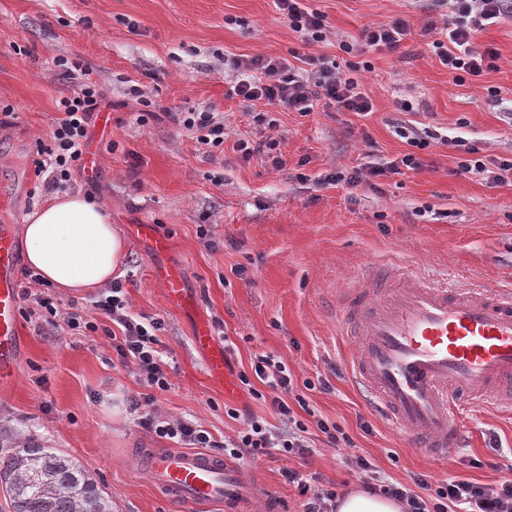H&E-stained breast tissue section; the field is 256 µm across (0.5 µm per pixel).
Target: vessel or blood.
<instances>
[{
	"mask_svg": "<svg viewBox=\"0 0 512 512\" xmlns=\"http://www.w3.org/2000/svg\"><path fill=\"white\" fill-rule=\"evenodd\" d=\"M171 303H180L175 270L156 269ZM375 293L351 284L340 308L344 335L356 346L350 376L373 398L389 426L437 456L458 449L459 403L512 408V292L451 288L409 274L380 275ZM16 227L0 224V380L14 375L21 335ZM196 345L212 350L210 374L224 372V350L208 326ZM152 487L203 512H242L265 489L223 456L152 449L142 456Z\"/></svg>",
	"mask_w": 512,
	"mask_h": 512,
	"instance_id": "vessel-or-blood-1",
	"label": "vessel or blood"
}]
</instances>
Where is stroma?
Listing matches in <instances>:
<instances>
[{"label":"stroma","mask_w":512,"mask_h":512,"mask_svg":"<svg viewBox=\"0 0 512 512\" xmlns=\"http://www.w3.org/2000/svg\"><path fill=\"white\" fill-rule=\"evenodd\" d=\"M310 5L334 32L311 46L274 0H0V108L12 110L0 125V197L17 198L19 227L57 192H86L107 206L127 243L115 278L133 311L165 322L171 387L157 395L163 413L201 426L218 442L242 427L225 416L228 405L277 424L267 403L239 387L226 392L209 375L193 329L199 320L219 322L235 345L229 377L256 353L274 355L294 378L313 382L306 394L311 409L340 426L353 453L381 476L496 483L512 475V409L460 405L454 455L439 459L414 448L351 386L353 341L340 335L336 321L344 290L371 269L407 268L419 278L512 290V186L457 172L469 146L484 156H512V15L475 37L497 48L496 69L461 84L428 49L426 28L447 14L446 0ZM398 15L409 20L410 36L395 50L365 56L370 68L362 77L373 103L367 116L286 111L268 130L250 118L261 102L228 95L237 77L225 57L296 51L341 63L340 41ZM62 58L88 67L110 103L111 124L106 131L95 122L88 127L95 169L75 167L68 183L53 190L36 176L34 160L39 144L50 141L59 99L74 89ZM144 97L160 105V115L149 116ZM403 99L413 111L398 110ZM191 109L223 113V149L203 153L170 121V113ZM401 124L465 143H432L421 170L356 190L319 184L331 169L365 170L406 153L395 132ZM268 136L279 140L285 167L244 161L233 150L239 138ZM137 224L154 225L166 251L145 250L132 234ZM158 264L181 270L187 305L168 301L153 275ZM19 308L23 346L12 382L0 389V448L32 438L63 449L103 485L112 512H191L161 498L145 473L128 469L146 449L170 442L135 426L126 400L141 388L131 373L113 370L104 331L84 336L51 325L32 314L25 298ZM288 468L317 473L340 492L360 486L341 451L324 444L304 459L245 464L279 512L302 510L282 475Z\"/></svg>","instance_id":"stroma-1"}]
</instances>
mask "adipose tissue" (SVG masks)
<instances>
[{"label": "adipose tissue", "mask_w": 512, "mask_h": 512, "mask_svg": "<svg viewBox=\"0 0 512 512\" xmlns=\"http://www.w3.org/2000/svg\"><path fill=\"white\" fill-rule=\"evenodd\" d=\"M23 235L29 265L67 293L109 282L126 251L106 207L78 192L55 196L35 208Z\"/></svg>", "instance_id": "1"}]
</instances>
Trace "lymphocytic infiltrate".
<instances>
[{
  "label": "lymphocytic infiltrate",
  "instance_id": "lymphocytic-infiltrate-1",
  "mask_svg": "<svg viewBox=\"0 0 512 512\" xmlns=\"http://www.w3.org/2000/svg\"><path fill=\"white\" fill-rule=\"evenodd\" d=\"M449 13L440 31L429 47L439 62L453 74L456 81L478 80L486 71L495 69L499 58L495 46H476L478 32L500 22L506 13L512 12V0H448ZM276 7L286 19L292 31L314 44L326 41L330 28L326 18L318 10L307 5L306 0H276ZM411 34L408 20L403 16L389 21L365 26L358 40L341 42L342 51L349 59L344 65H336L323 57L308 56L306 74H296L291 61L284 57L256 55L231 57L228 65L238 74L231 95L250 101H261L265 111L255 113L253 122L263 127H275L276 120L269 115V108H282L308 116L314 103L337 112L365 115L373 104L369 93L358 81L362 65L359 61L364 50H392ZM105 106L101 87L80 73L71 95L60 99L58 117L51 132V144L39 148L37 172L48 173L52 185L66 182L70 170L84 158L87 127L96 112ZM170 120L190 132L198 144L215 149L224 145V121L218 113L207 110L173 112ZM400 135L410 147L408 153L368 170L355 169L344 173L331 171L324 176L325 183H345L357 188L370 179L400 173L401 169L418 170L423 166L420 153L428 148V141L414 128H402ZM35 285L33 295L37 306L46 316L62 320L69 330L82 332L98 330L95 320L85 318L74 304H64L54 294L40 288L42 280L37 273H30ZM97 314L112 321L120 328L112 338L116 364L133 373L143 388L141 398L129 404L138 427L160 438L171 440L184 448H211L212 435L196 424L167 416L154 406L157 393L171 387L169 364L164 359L160 335L165 329L163 320L157 317L133 313L121 282L102 289L93 303ZM239 381L253 397L266 401L278 417L279 426L252 416H241L238 409L229 407L225 413L233 420H242L243 428L236 437L225 439V458L241 461L256 458L277 450L285 457L304 458L315 450L312 431H319L324 444L338 447L340 428L328 420L316 419L315 423L301 419L298 410L306 401L298 392L286 364L270 354L255 355L250 368L240 371ZM346 463L359 474V480L368 492L401 502L404 512H512V478L494 484H483L456 477L448 478L436 488H429L423 475L411 476L409 481H390L381 477L371 462L355 454ZM289 483L296 486L302 497L303 512H335L336 489L312 487L307 475L288 469L284 472Z\"/></svg>",
  "mask_w": 512,
  "mask_h": 512
}]
</instances>
